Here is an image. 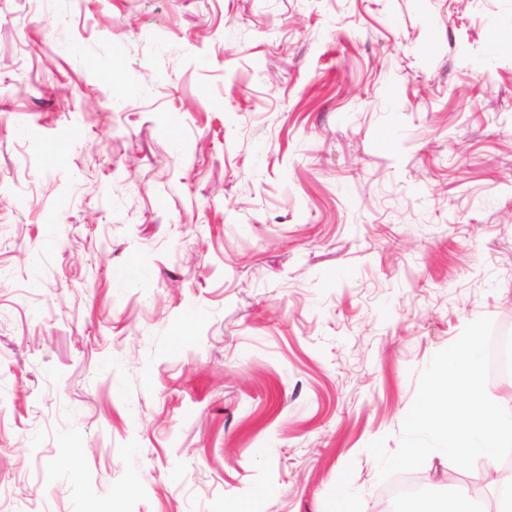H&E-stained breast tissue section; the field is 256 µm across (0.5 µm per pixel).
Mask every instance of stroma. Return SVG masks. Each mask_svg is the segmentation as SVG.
Wrapping results in <instances>:
<instances>
[{
    "mask_svg": "<svg viewBox=\"0 0 512 512\" xmlns=\"http://www.w3.org/2000/svg\"><path fill=\"white\" fill-rule=\"evenodd\" d=\"M0 268V512H389L512 336V0H0Z\"/></svg>",
    "mask_w": 512,
    "mask_h": 512,
    "instance_id": "obj_1",
    "label": "stroma"
}]
</instances>
